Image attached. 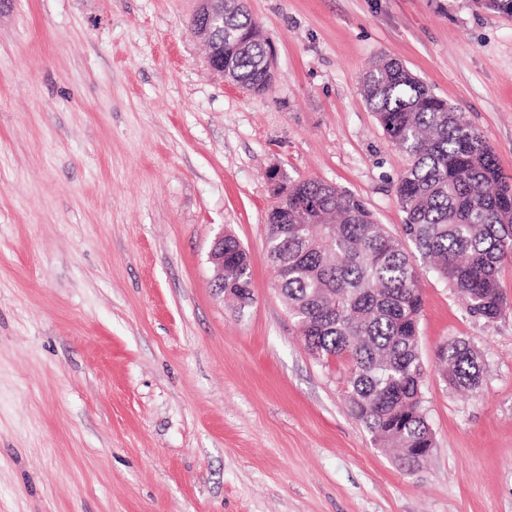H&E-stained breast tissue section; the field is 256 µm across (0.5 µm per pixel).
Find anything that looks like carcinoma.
I'll use <instances>...</instances> for the list:
<instances>
[{
    "instance_id": "obj_1",
    "label": "carcinoma",
    "mask_w": 512,
    "mask_h": 512,
    "mask_svg": "<svg viewBox=\"0 0 512 512\" xmlns=\"http://www.w3.org/2000/svg\"><path fill=\"white\" fill-rule=\"evenodd\" d=\"M265 39L246 0H224V78L260 93L271 83ZM361 94L388 139L411 157L396 184L403 231L432 271L475 316L512 309L499 285L512 263V182L464 113L438 97L399 60H382ZM267 258L280 294L316 359L348 362L351 415L382 447L425 448L426 419L417 349L420 266L402 241L354 195L316 180L288 185L267 216ZM250 262L224 235V287L244 309L253 300ZM450 386L475 391L481 353L464 340L439 347Z\"/></svg>"
}]
</instances>
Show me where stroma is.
Masks as SVG:
<instances>
[{
    "mask_svg": "<svg viewBox=\"0 0 512 512\" xmlns=\"http://www.w3.org/2000/svg\"><path fill=\"white\" fill-rule=\"evenodd\" d=\"M261 94L211 70L197 0H0V512H512V310L430 270L418 352L434 435L400 468L316 360L266 257L275 184L317 180L403 234L410 157L360 94L394 58L512 177V16L471 0H247ZM232 233L252 305L217 296ZM454 339L478 389L441 378ZM241 243L224 230L218 233L211 245L209 261L214 268V288L222 299L224 290L233 288L240 309H245L253 301L250 288V260ZM437 358L450 386L475 391L483 374L481 353L464 340L455 339L439 347Z\"/></svg>",
    "mask_w": 512,
    "mask_h": 512,
    "instance_id": "35a3bbf8",
    "label": "stroma"
}]
</instances>
